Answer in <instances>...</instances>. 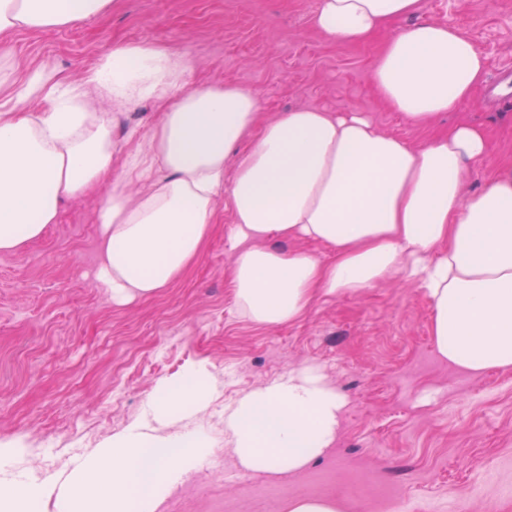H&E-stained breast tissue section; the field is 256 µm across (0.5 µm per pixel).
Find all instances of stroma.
<instances>
[{
    "label": "stroma",
    "mask_w": 512,
    "mask_h": 512,
    "mask_svg": "<svg viewBox=\"0 0 512 512\" xmlns=\"http://www.w3.org/2000/svg\"><path fill=\"white\" fill-rule=\"evenodd\" d=\"M317 0H116L106 14L11 39L22 68L57 79L82 77L125 42L152 41L185 55L181 85L237 84L260 102V120L298 107L362 112L384 132L412 142L466 121L484 128L491 156L474 193L512 161V106L483 103V90L459 111L415 127L388 108L372 84L386 39L334 44L311 26ZM425 19L465 34L485 56L487 81L512 65V0H422ZM157 106L145 101L112 127L122 153L129 128L149 135ZM102 197L64 201L57 223L24 249L0 253V446L33 448L36 473L57 443L52 473L142 419L157 382L205 362L217 381L212 407L228 408L250 390L305 366L320 370L345 398L333 448L299 473L251 474L223 452L204 460L158 512H288L299 498L331 497L343 512H393L384 487L452 512H512V370L473 375L442 359L431 309L404 279L315 304L276 328L237 311L229 283L232 252L216 228L201 259L159 295L113 306L95 279Z\"/></svg>",
    "instance_id": "1"
}]
</instances>
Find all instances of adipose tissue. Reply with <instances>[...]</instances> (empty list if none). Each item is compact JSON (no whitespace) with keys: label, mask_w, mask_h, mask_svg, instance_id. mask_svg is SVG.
<instances>
[{"label":"adipose tissue","mask_w":512,"mask_h":512,"mask_svg":"<svg viewBox=\"0 0 512 512\" xmlns=\"http://www.w3.org/2000/svg\"><path fill=\"white\" fill-rule=\"evenodd\" d=\"M112 0H0V253L57 223L63 201L98 191L97 282L125 307L158 295L202 255L225 224L238 312L278 327L318 299L358 294L405 277L432 309L439 356L481 374L512 369V163L482 189L464 188L491 154L483 128L460 121L415 143L382 132L364 113L304 107L259 122L249 89L174 88L190 69L156 43H124L77 82L42 68L17 76L11 36L62 28ZM372 67L383 101L429 127L472 97L485 57L456 28L422 18L420 0H317L311 23L337 44H361L395 20ZM99 93L112 109L89 104ZM44 98L39 112L19 101ZM153 100L159 120L112 177V124ZM290 240L291 248L274 246ZM327 247L322 260L304 242ZM216 390L208 367L159 382L146 419L113 435L65 475L23 480L0 468V512H157L214 448L190 420ZM344 400L306 367L244 393L224 415V445L247 472L296 473L332 447Z\"/></svg>","instance_id":"ef3b65f1"}]
</instances>
